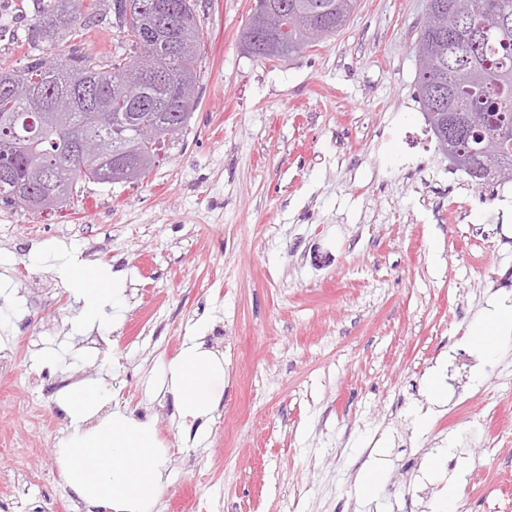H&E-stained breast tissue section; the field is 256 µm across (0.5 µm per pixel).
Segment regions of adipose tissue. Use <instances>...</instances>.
<instances>
[{"label":"adipose tissue","mask_w":512,"mask_h":512,"mask_svg":"<svg viewBox=\"0 0 512 512\" xmlns=\"http://www.w3.org/2000/svg\"><path fill=\"white\" fill-rule=\"evenodd\" d=\"M73 295L81 304L79 326L102 328L124 300L110 269L69 268ZM487 354L512 342V304H492L475 332ZM224 359L191 337L163 369L162 385L174 398L177 415L206 423L221 396ZM112 387L105 379H83L60 389L55 397L66 427L55 449L66 485L88 512H153L169 481V455L151 422L131 413L107 411Z\"/></svg>","instance_id":"ef3b65f1"}]
</instances>
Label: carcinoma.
I'll return each instance as SVG.
<instances>
[{"label": "carcinoma", "mask_w": 512, "mask_h": 512, "mask_svg": "<svg viewBox=\"0 0 512 512\" xmlns=\"http://www.w3.org/2000/svg\"><path fill=\"white\" fill-rule=\"evenodd\" d=\"M172 3L171 18L180 27L160 30L152 45L142 41L143 23L154 2ZM454 11L459 24L448 37L424 26L417 37L419 69L416 92L428 107L439 89L453 83L457 71L471 69L479 80L461 88L446 112L495 115L488 129L473 131L502 142L491 155H476L468 173L476 186L480 173L494 168L512 179V0H434ZM280 9L276 32L288 38V55L314 41L307 26L322 24L336 32L354 8V0H257L241 32L262 58L268 34L260 17ZM119 34L115 53L100 57L80 48L79 38L102 19ZM198 0H40L31 40L49 46L72 42L66 57L48 61L29 55L21 68L0 64V201L30 211H56L70 204L89 183L104 184L106 164L95 153H82L80 141H102L110 155L134 164L136 181L157 166L188 130L199 104L202 35ZM149 124L153 142L144 143L137 128ZM20 182L43 196L39 206L12 194Z\"/></svg>", "instance_id": "1"}]
</instances>
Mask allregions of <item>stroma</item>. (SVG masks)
I'll use <instances>...</instances> for the list:
<instances>
[{
	"label": "stroma",
	"mask_w": 512,
	"mask_h": 512,
	"mask_svg": "<svg viewBox=\"0 0 512 512\" xmlns=\"http://www.w3.org/2000/svg\"><path fill=\"white\" fill-rule=\"evenodd\" d=\"M254 0H199L200 101L178 150L132 183L54 215L0 203V492L19 512H78L57 467V391L105 378L112 406L170 450L154 512H512V344L471 327L512 298V180L472 185L416 97L427 0H357L336 33L260 60L239 33ZM0 63L25 65L31 6L0 0ZM124 276L110 330L78 329L60 269ZM224 357V395L185 429L163 364L190 337ZM428 416L420 424V416ZM376 491L360 495L367 467Z\"/></svg>",
	"instance_id": "35a3bbf8"
}]
</instances>
